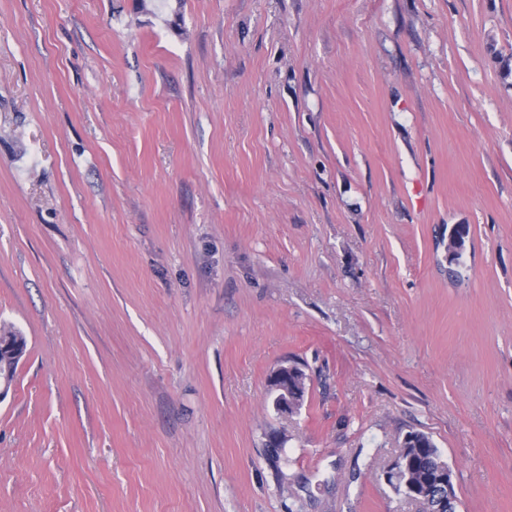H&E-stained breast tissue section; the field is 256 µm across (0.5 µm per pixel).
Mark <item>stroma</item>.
Here are the masks:
<instances>
[{"label": "stroma", "instance_id": "stroma-1", "mask_svg": "<svg viewBox=\"0 0 512 512\" xmlns=\"http://www.w3.org/2000/svg\"><path fill=\"white\" fill-rule=\"evenodd\" d=\"M1 327L0 512H512V0H0ZM20 352L9 342L0 343V399L8 392L12 381L10 380L13 361L19 359ZM17 366L13 368V373ZM289 374L297 375L305 381L309 379V375L306 373L304 365L296 361H289L287 364H280L272 371L269 377V385L272 391L276 393L274 408L282 417H290L298 414L300 411V405L298 402L292 400L288 392ZM410 459L399 454L387 471L388 480H395V487L404 490L405 497L422 506L423 512H453L449 506L458 503L457 484L450 466L439 462L434 478L418 484L411 480L409 474ZM407 478H404V474Z\"/></svg>", "mask_w": 512, "mask_h": 512}]
</instances>
